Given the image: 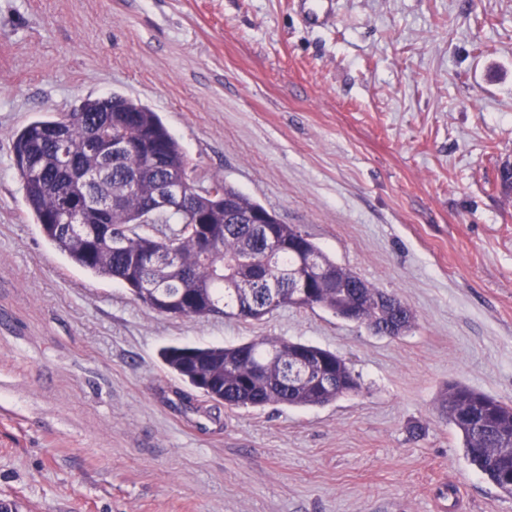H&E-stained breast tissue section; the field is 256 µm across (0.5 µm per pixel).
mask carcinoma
Returning <instances> with one entry per match:
<instances>
[{
    "instance_id": "cac0c4a2",
    "label": "carcinoma",
    "mask_w": 512,
    "mask_h": 512,
    "mask_svg": "<svg viewBox=\"0 0 512 512\" xmlns=\"http://www.w3.org/2000/svg\"><path fill=\"white\" fill-rule=\"evenodd\" d=\"M112 134L141 143L95 167L79 149L93 127L113 116ZM65 129V146L43 134ZM14 160L30 212L44 238L84 271L121 281L148 307L175 317L221 314L248 321L282 307L323 308L380 336L414 324L409 306L328 257L297 227L242 191L213 178L189 200L151 211L155 184L172 174L190 180L178 140L158 114L114 93L85 99L70 112L34 120L15 133ZM89 174L77 197L79 224H64L60 200ZM134 224H159L156 235ZM308 279L306 291L290 278ZM160 356L182 380L228 408L322 406L361 388L339 355L318 346L262 337L236 346H168ZM441 413L462 439L465 456L512 497V406L461 384L448 386Z\"/></svg>"
}]
</instances>
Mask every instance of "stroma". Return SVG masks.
Masks as SVG:
<instances>
[{
	"label": "stroma",
	"instance_id": "35a3bbf8",
	"mask_svg": "<svg viewBox=\"0 0 512 512\" xmlns=\"http://www.w3.org/2000/svg\"><path fill=\"white\" fill-rule=\"evenodd\" d=\"M0 0V501L18 512H512L440 413L512 405V0ZM119 93L218 177L413 311L172 317L57 251L15 132ZM261 336L345 358L325 406L227 409L169 344Z\"/></svg>",
	"mask_w": 512,
	"mask_h": 512
}]
</instances>
